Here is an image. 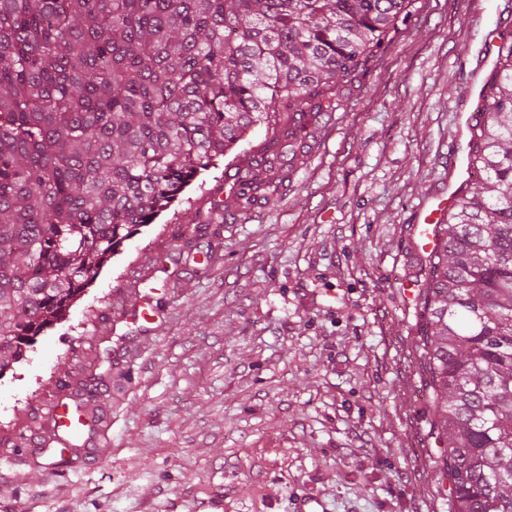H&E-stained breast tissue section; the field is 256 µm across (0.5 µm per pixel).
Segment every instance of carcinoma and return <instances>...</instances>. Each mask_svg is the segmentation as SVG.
<instances>
[{
    "label": "carcinoma",
    "mask_w": 512,
    "mask_h": 512,
    "mask_svg": "<svg viewBox=\"0 0 512 512\" xmlns=\"http://www.w3.org/2000/svg\"><path fill=\"white\" fill-rule=\"evenodd\" d=\"M405 0H0V376L120 244L266 130L276 160ZM417 305L454 512H512V41ZM273 165H248V213Z\"/></svg>",
    "instance_id": "cac0c4a2"
}]
</instances>
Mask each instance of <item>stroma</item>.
I'll return each mask as SVG.
<instances>
[{
	"instance_id": "obj_1",
	"label": "stroma",
	"mask_w": 512,
	"mask_h": 512,
	"mask_svg": "<svg viewBox=\"0 0 512 512\" xmlns=\"http://www.w3.org/2000/svg\"><path fill=\"white\" fill-rule=\"evenodd\" d=\"M493 30L512 0H406L267 200L228 212V155L125 241L0 377V512H451L403 285ZM72 400L95 422L55 467L45 413Z\"/></svg>"
}]
</instances>
